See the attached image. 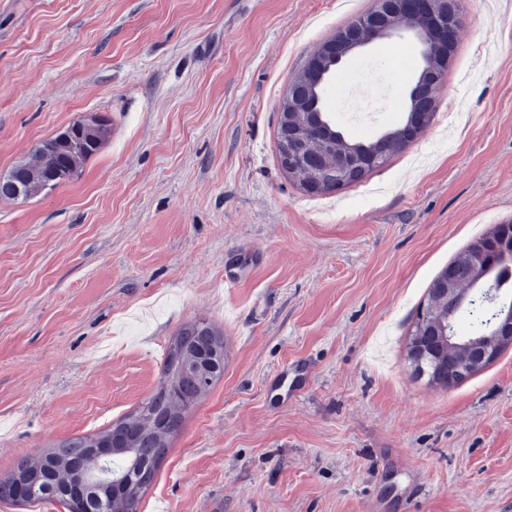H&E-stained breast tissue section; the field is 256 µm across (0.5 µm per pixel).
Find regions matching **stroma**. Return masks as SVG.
Listing matches in <instances>:
<instances>
[{"label":"stroma","mask_w":512,"mask_h":512,"mask_svg":"<svg viewBox=\"0 0 512 512\" xmlns=\"http://www.w3.org/2000/svg\"><path fill=\"white\" fill-rule=\"evenodd\" d=\"M375 0H0V173L92 115L71 181L0 200V476L136 413L178 329L224 336L140 512H512V348L444 389L409 330L512 219V0L464 16L427 127L356 184L277 160L306 60ZM417 43L368 45L327 116L403 115Z\"/></svg>","instance_id":"35a3bbf8"}]
</instances>
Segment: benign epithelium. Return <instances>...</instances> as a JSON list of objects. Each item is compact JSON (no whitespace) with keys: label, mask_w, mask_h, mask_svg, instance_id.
<instances>
[{"label":"benign epithelium","mask_w":512,"mask_h":512,"mask_svg":"<svg viewBox=\"0 0 512 512\" xmlns=\"http://www.w3.org/2000/svg\"><path fill=\"white\" fill-rule=\"evenodd\" d=\"M461 26L460 0H375V6L354 22L339 29L323 42L289 84L279 107V165L291 179L302 172L310 174L300 184L309 193L342 189L347 179L360 177L376 166L399 144H408L413 134L425 126L434 109L435 91L441 84ZM409 34L421 52V68L407 91L405 121L374 140L368 151H358L343 142L334 148L329 130L319 112L329 75L349 56L373 41L390 39L398 33ZM479 239L471 248V261L466 266L448 267L436 292L443 295L444 322L436 324L422 318L413 326L408 356L414 360L434 356L439 366L434 383L451 386L481 370L501 352L512 348V310L500 314L489 334L467 343L460 342L447 330L461 309L465 296L458 284L486 276L497 268L488 263L487 239ZM206 348L187 363L170 385V394L181 400L182 391L203 393L224 368V340L210 330L203 332ZM84 446L92 449L97 468H84L74 455L65 450L58 455L55 486H67L69 512H100L103 500H126L134 509L136 495L154 481V466L165 457L159 443L142 447L137 436L115 425L112 433L91 436ZM124 447L133 458L145 462L124 474L112 473V455ZM41 483L38 473L22 462L13 472L0 478V495L14 500L34 495Z\"/></svg>","instance_id":"1"}]
</instances>
